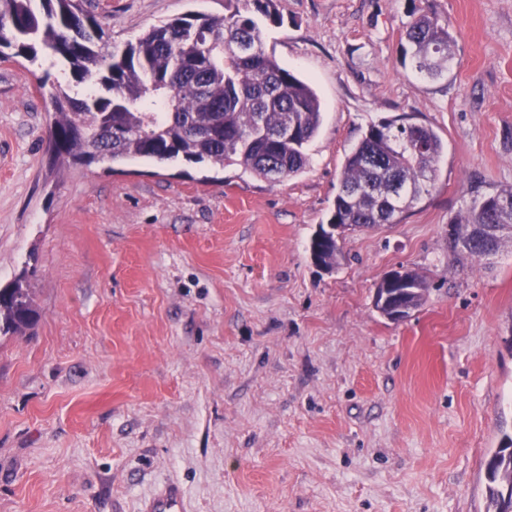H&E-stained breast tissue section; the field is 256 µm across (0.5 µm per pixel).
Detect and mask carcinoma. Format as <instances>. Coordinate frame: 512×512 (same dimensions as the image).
Wrapping results in <instances>:
<instances>
[{
    "label": "carcinoma",
    "mask_w": 512,
    "mask_h": 512,
    "mask_svg": "<svg viewBox=\"0 0 512 512\" xmlns=\"http://www.w3.org/2000/svg\"><path fill=\"white\" fill-rule=\"evenodd\" d=\"M411 66L435 79L448 72L453 37L432 13L415 12L406 26ZM31 63L50 57L66 66L87 93L74 96L59 82L49 87L54 117L47 134L52 159L80 165L144 158L237 164L265 179L296 175L308 164L306 147L322 120L313 89L263 49L255 18L227 0L221 17L188 14L148 29L134 42L112 44L100 21L80 0H0V58ZM296 132L274 140L288 123ZM131 132L112 139V128ZM444 144L429 125L403 118L371 124L347 155L328 223L373 229L396 224L434 186ZM497 192L450 225L448 244L462 259L481 260L510 241H460L477 224H498ZM330 268L343 259L330 239L311 242ZM398 298L374 295L387 319L397 307L409 316L427 299L425 277ZM38 318L26 288H0V335L32 328ZM488 512H512V436L505 435L485 467Z\"/></svg>",
    "instance_id": "obj_1"
}]
</instances>
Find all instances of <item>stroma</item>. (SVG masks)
Instances as JSON below:
<instances>
[{
	"instance_id": "obj_1",
	"label": "stroma",
	"mask_w": 512,
	"mask_h": 512,
	"mask_svg": "<svg viewBox=\"0 0 512 512\" xmlns=\"http://www.w3.org/2000/svg\"><path fill=\"white\" fill-rule=\"evenodd\" d=\"M225 0H83L114 44ZM265 51L311 84L322 123L295 175L236 164L51 163L44 77L0 59V287L39 313L0 337V512H484L512 434V243L455 260L448 227L512 187V0H276ZM454 37L437 79L401 63L413 10ZM408 117L445 149L401 221L309 252L367 125ZM426 303L393 322L380 281ZM412 285L408 287V281L395 274L389 275L381 283L384 288H408V290L400 295L399 298H387L383 300V293L379 295L374 293L373 304L374 308L384 317L391 321H397L392 318V313L397 307L403 306L406 308V318L410 317L411 313L421 307L427 299L428 284L425 277L413 271L411 274ZM187 503L182 486L176 481H168L163 487L146 498L141 512H186Z\"/></svg>"
}]
</instances>
